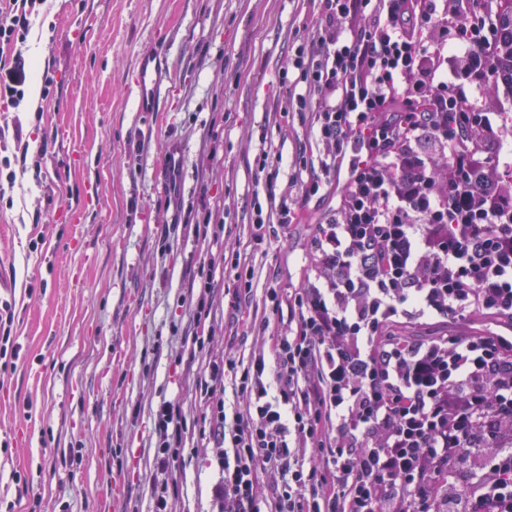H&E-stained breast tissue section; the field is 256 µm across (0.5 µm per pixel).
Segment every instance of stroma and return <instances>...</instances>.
Returning a JSON list of instances; mask_svg holds the SVG:
<instances>
[{
    "instance_id": "35a3bbf8",
    "label": "stroma",
    "mask_w": 512,
    "mask_h": 512,
    "mask_svg": "<svg viewBox=\"0 0 512 512\" xmlns=\"http://www.w3.org/2000/svg\"><path fill=\"white\" fill-rule=\"evenodd\" d=\"M316 25L309 0H46L26 42L0 47V66L23 56L28 85L20 106L0 101V312L19 348L0 374L1 504L152 512V409L195 414L202 374L187 297L208 246L185 227L209 208L224 245L248 242L260 130L288 131L287 189L313 139L283 116L280 74ZM155 43L166 93L141 112L138 57ZM269 230L251 254L258 320L269 281L291 290L309 272L316 227ZM215 455L187 444L171 512H218Z\"/></svg>"
}]
</instances>
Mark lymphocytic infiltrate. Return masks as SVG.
Returning <instances> with one entry per match:
<instances>
[{
    "mask_svg": "<svg viewBox=\"0 0 512 512\" xmlns=\"http://www.w3.org/2000/svg\"><path fill=\"white\" fill-rule=\"evenodd\" d=\"M492 0H318L317 28L291 67V109L310 119L318 156L299 152L280 223L301 202L336 203L317 225L316 271L264 302L287 316L248 361L209 359L198 387L202 430L218 448L224 512H512V179L503 138L444 74L449 40L474 84L492 78ZM45 0H9L0 45L25 42ZM230 307L253 292L246 254L199 268L193 344L215 328V269ZM483 316L489 336L390 341L393 326ZM237 403L227 406L225 393ZM155 512H168L170 463L188 422L154 411Z\"/></svg>",
    "mask_w": 512,
    "mask_h": 512,
    "instance_id": "1",
    "label": "lymphocytic infiltrate"
}]
</instances>
